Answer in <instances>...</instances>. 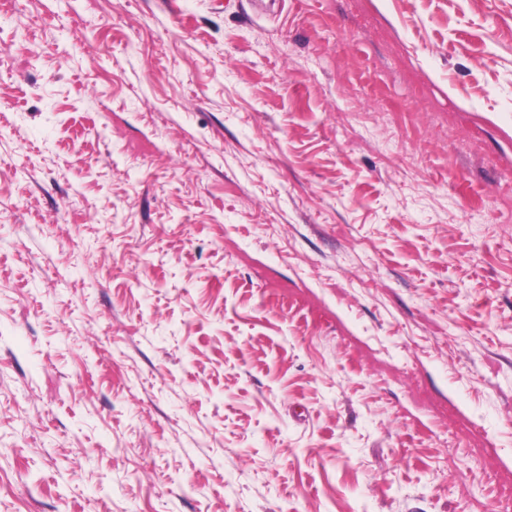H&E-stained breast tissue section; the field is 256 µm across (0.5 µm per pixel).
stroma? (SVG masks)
<instances>
[{
    "instance_id": "obj_1",
    "label": "stroma",
    "mask_w": 512,
    "mask_h": 512,
    "mask_svg": "<svg viewBox=\"0 0 512 512\" xmlns=\"http://www.w3.org/2000/svg\"><path fill=\"white\" fill-rule=\"evenodd\" d=\"M512 0H0V512H498Z\"/></svg>"
}]
</instances>
